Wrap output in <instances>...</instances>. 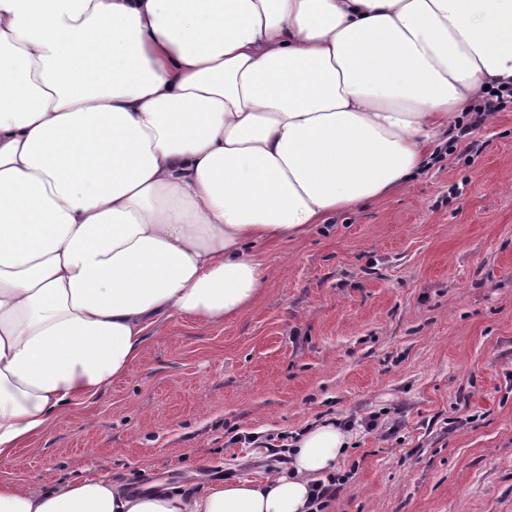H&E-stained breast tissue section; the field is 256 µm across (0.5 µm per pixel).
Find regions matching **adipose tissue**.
I'll return each mask as SVG.
<instances>
[{
	"mask_svg": "<svg viewBox=\"0 0 512 512\" xmlns=\"http://www.w3.org/2000/svg\"><path fill=\"white\" fill-rule=\"evenodd\" d=\"M512 83V0H0V458L161 321L247 312L256 247L407 186ZM350 438L260 479L0 480V512H316Z\"/></svg>",
	"mask_w": 512,
	"mask_h": 512,
	"instance_id": "1",
	"label": "adipose tissue"
}]
</instances>
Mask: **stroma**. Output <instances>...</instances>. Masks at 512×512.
Returning a JSON list of instances; mask_svg holds the SVG:
<instances>
[{
  "mask_svg": "<svg viewBox=\"0 0 512 512\" xmlns=\"http://www.w3.org/2000/svg\"><path fill=\"white\" fill-rule=\"evenodd\" d=\"M473 140L404 190L260 245L250 310L152 327L134 370L1 459L0 479L258 478L267 438L329 417L353 427L325 512H512V108Z\"/></svg>",
  "mask_w": 512,
  "mask_h": 512,
  "instance_id": "obj_1",
  "label": "stroma"
}]
</instances>
